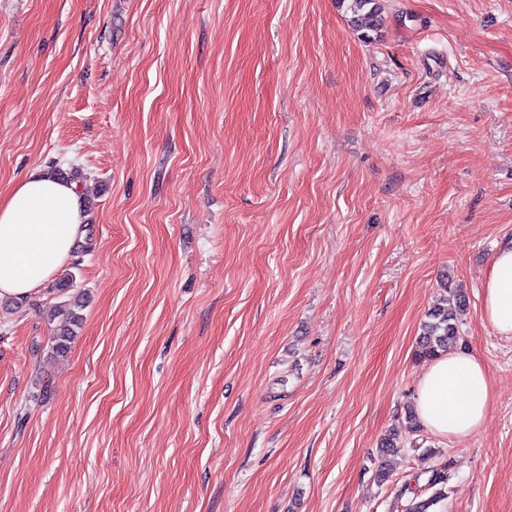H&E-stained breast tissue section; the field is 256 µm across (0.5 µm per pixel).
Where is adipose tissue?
<instances>
[{
	"label": "adipose tissue",
	"instance_id": "1",
	"mask_svg": "<svg viewBox=\"0 0 512 512\" xmlns=\"http://www.w3.org/2000/svg\"><path fill=\"white\" fill-rule=\"evenodd\" d=\"M84 196L77 183L38 168L0 199V298L36 295L85 242ZM483 317L512 335V241L499 246L484 285ZM424 428L441 437H469L484 423L490 383L470 352L433 358L415 396Z\"/></svg>",
	"mask_w": 512,
	"mask_h": 512
}]
</instances>
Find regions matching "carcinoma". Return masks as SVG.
Here are the masks:
<instances>
[{"mask_svg":"<svg viewBox=\"0 0 512 512\" xmlns=\"http://www.w3.org/2000/svg\"><path fill=\"white\" fill-rule=\"evenodd\" d=\"M349 10L352 13L351 24L366 37L368 32L374 31L378 26L381 5L379 0H348ZM84 306V292L75 291L68 295V299L50 308L49 320L60 319L56 329L53 330L52 351L64 357L80 328L82 317L80 310ZM467 310L466 299L458 292H449L443 303L435 305L428 313L427 320L423 322L418 342V356L432 359L448 350L458 347L462 336L458 328V316ZM449 463H444L431 470L427 479L429 487L435 491L428 497L422 498L413 494L405 512H433V507L447 498L443 486L448 482Z\"/></svg>","mask_w":512,"mask_h":512,"instance_id":"cac0c4a2","label":"carcinoma"}]
</instances>
